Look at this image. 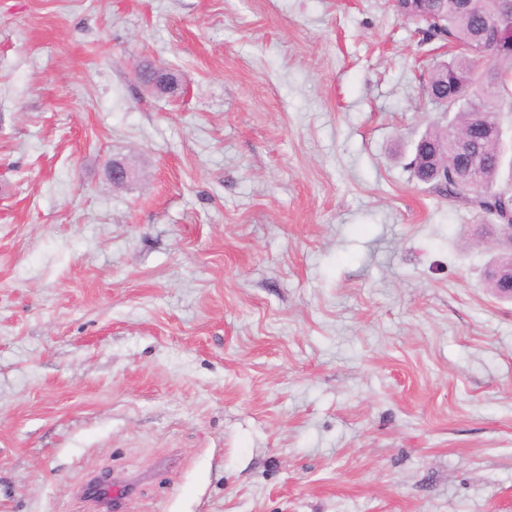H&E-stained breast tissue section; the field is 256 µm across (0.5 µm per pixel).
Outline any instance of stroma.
<instances>
[{"instance_id": "35a3bbf8", "label": "stroma", "mask_w": 512, "mask_h": 512, "mask_svg": "<svg viewBox=\"0 0 512 512\" xmlns=\"http://www.w3.org/2000/svg\"><path fill=\"white\" fill-rule=\"evenodd\" d=\"M444 57L388 0H0V512H512V299L409 166ZM138 81L160 94H169L176 89L173 74L160 65L143 66L136 72ZM137 483L132 480H121L115 483L93 481L88 486V494L91 495L96 507L102 511H117L121 502L137 489Z\"/></svg>"}]
</instances>
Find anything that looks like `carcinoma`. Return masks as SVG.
I'll use <instances>...</instances> for the list:
<instances>
[{
  "instance_id": "carcinoma-1",
  "label": "carcinoma",
  "mask_w": 512,
  "mask_h": 512,
  "mask_svg": "<svg viewBox=\"0 0 512 512\" xmlns=\"http://www.w3.org/2000/svg\"><path fill=\"white\" fill-rule=\"evenodd\" d=\"M393 8L415 22L422 42L464 46L434 63L424 79L422 95L453 117L446 124H430L420 136L412 160L415 178L448 205L473 213L480 224H512V175L503 177L497 141L480 140L485 163L474 182L463 184L452 178L464 162L453 147V133L467 130L477 115L501 126L512 114V24L502 17L501 0H473L468 10L460 8L457 0H401ZM487 26L498 27L508 44L491 57L480 42ZM479 70L487 78L477 83L471 75Z\"/></svg>"
}]
</instances>
